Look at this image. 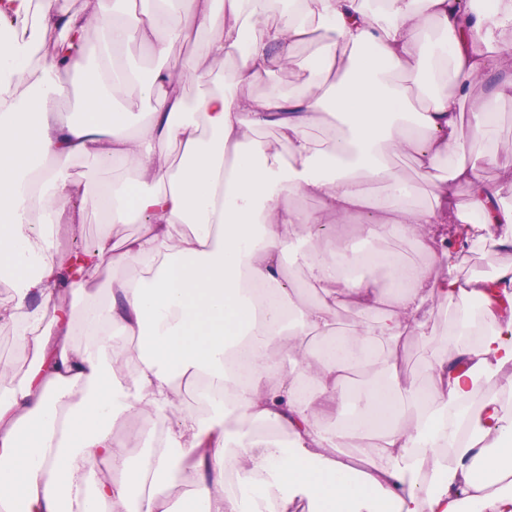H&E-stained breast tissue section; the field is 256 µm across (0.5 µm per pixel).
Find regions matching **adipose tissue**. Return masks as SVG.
<instances>
[{
	"label": "adipose tissue",
	"instance_id": "ef3b65f1",
	"mask_svg": "<svg viewBox=\"0 0 512 512\" xmlns=\"http://www.w3.org/2000/svg\"><path fill=\"white\" fill-rule=\"evenodd\" d=\"M129 2L0 0L1 26L29 28L0 49V320L31 356L22 372L0 369V512H295L303 499L315 512H512V265L491 289L458 272L465 247H512V207L479 177L493 103L470 99L495 59L512 57L499 41L512 0L467 15L460 0H290L286 11L281 0H157L144 18ZM191 31L206 34L203 55L173 67L169 46ZM311 40L320 54L299 89L246 93ZM132 41L158 62L149 80L113 66ZM229 56L232 91L212 69ZM447 64L450 93L437 86ZM189 82L206 88L191 102ZM67 91L81 121L57 108ZM130 94L150 111H115ZM326 110L345 130L320 150L307 128ZM267 129L286 154L270 151ZM394 153L415 157L427 203H414ZM41 158L52 165L30 185ZM78 158L122 163L129 177L81 191ZM357 212L360 236L415 241L427 265L378 247L359 255L340 236L295 252L316 299L288 289L294 239ZM90 214L142 230L101 234L80 259L61 230ZM130 264L139 278H113ZM343 300L359 317L350 335L335 321ZM437 300L455 329L420 386L398 358L407 336L428 335ZM356 362L375 379L354 395ZM189 388L206 410L185 408ZM134 414L162 423L144 427L135 458L115 433Z\"/></svg>",
	"mask_w": 512,
	"mask_h": 512
}]
</instances>
